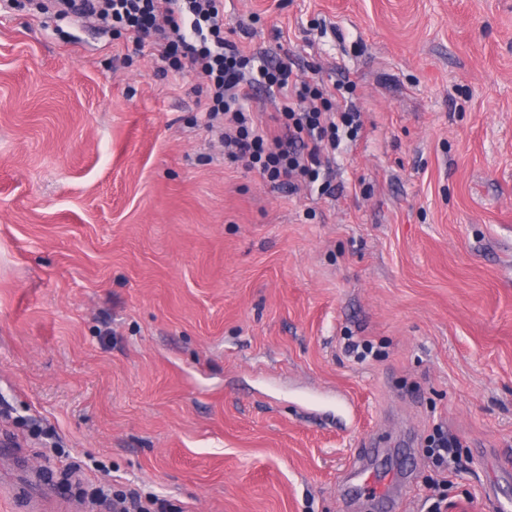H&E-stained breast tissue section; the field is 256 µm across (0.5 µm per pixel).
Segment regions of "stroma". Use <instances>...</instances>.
<instances>
[{
  "label": "stroma",
  "instance_id": "obj_1",
  "mask_svg": "<svg viewBox=\"0 0 512 512\" xmlns=\"http://www.w3.org/2000/svg\"><path fill=\"white\" fill-rule=\"evenodd\" d=\"M363 132L331 191L224 160L197 80L0 7V512L91 483L167 512H379L350 477L460 443L448 512L512 497V0H224ZM372 345L360 361L347 339ZM497 495H490V488Z\"/></svg>",
  "mask_w": 512,
  "mask_h": 512
}]
</instances>
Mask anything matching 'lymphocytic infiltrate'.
<instances>
[{
	"label": "lymphocytic infiltrate",
	"mask_w": 512,
	"mask_h": 512,
	"mask_svg": "<svg viewBox=\"0 0 512 512\" xmlns=\"http://www.w3.org/2000/svg\"><path fill=\"white\" fill-rule=\"evenodd\" d=\"M38 6L59 17L94 19L104 36L125 30L136 49L152 45L169 68L201 82L225 158L290 188L318 182L342 140H356L363 128L355 105L332 107L288 64L270 65L227 39L222 0H39ZM256 86L282 99L276 132L258 127L244 105Z\"/></svg>",
	"instance_id": "lymphocytic-infiltrate-1"
}]
</instances>
